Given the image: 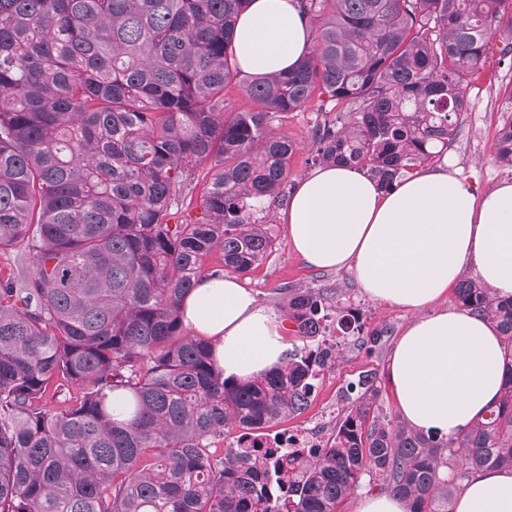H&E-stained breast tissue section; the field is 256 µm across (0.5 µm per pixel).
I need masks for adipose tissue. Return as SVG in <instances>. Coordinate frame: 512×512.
<instances>
[{"label":"adipose tissue","mask_w":512,"mask_h":512,"mask_svg":"<svg viewBox=\"0 0 512 512\" xmlns=\"http://www.w3.org/2000/svg\"><path fill=\"white\" fill-rule=\"evenodd\" d=\"M311 32L296 0H251L235 31L241 69L261 77L293 68ZM305 264L350 270L371 299L413 310L387 366L403 420L427 436L468 429L499 396L504 351L486 320L428 313L468 268L512 297V181L479 193L440 159L384 188L342 164L299 180L279 213ZM185 325L210 338L217 368L250 379L282 364L283 325L238 275L200 278L182 304ZM455 512H512V471L465 481Z\"/></svg>","instance_id":"1"}]
</instances>
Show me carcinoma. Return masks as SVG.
<instances>
[{"instance_id": "cac0c4a2", "label": "carcinoma", "mask_w": 512, "mask_h": 512, "mask_svg": "<svg viewBox=\"0 0 512 512\" xmlns=\"http://www.w3.org/2000/svg\"><path fill=\"white\" fill-rule=\"evenodd\" d=\"M248 0H0V512H341L364 475L407 512H452L459 482L512 470V298L476 279L459 308L504 347L499 397L467 430L435 439L383 413L375 370L294 464L216 440L303 413L354 338L325 288H280L302 346L248 380L224 377L181 303L215 251L247 273L277 249L252 221L282 201L297 151L273 123L316 97L313 165L344 162L387 188L448 148L471 82L512 62V0H298L313 35L292 69L245 74L233 43ZM237 82L252 108L224 89ZM496 161L512 168V79ZM204 181L202 216L179 193ZM118 402L112 409V402Z\"/></svg>"}]
</instances>
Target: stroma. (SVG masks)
<instances>
[{"label": "stroma", "mask_w": 512, "mask_h": 512, "mask_svg": "<svg viewBox=\"0 0 512 512\" xmlns=\"http://www.w3.org/2000/svg\"><path fill=\"white\" fill-rule=\"evenodd\" d=\"M484 77L478 78L469 93V108L457 135L448 147L452 160L470 184L477 190L487 191L503 180H512V169L500 166L494 158V141L501 122L498 99L499 84L512 80V68L490 57L484 67ZM319 119L316 105L289 113L277 124L278 132L287 134L297 143V151L290 162L289 186L310 171L306 159L312 146V134ZM263 223L275 237L277 250L258 268L247 273L250 286L257 293L263 306L278 311L281 303L280 288L311 286L330 289L331 308L354 307L360 309L366 330L388 329L392 340L398 339L412 321L413 312L378 302L367 297L346 270L317 271L307 267L292 250L280 224L277 211H270ZM390 344L382 348L347 345L343 359L335 369L326 372L311 406L300 416L281 423L280 431L292 429L311 430L320 437H327L348 407L343 393L349 382L367 370L385 372L392 351Z\"/></svg>", "instance_id": "1"}]
</instances>
